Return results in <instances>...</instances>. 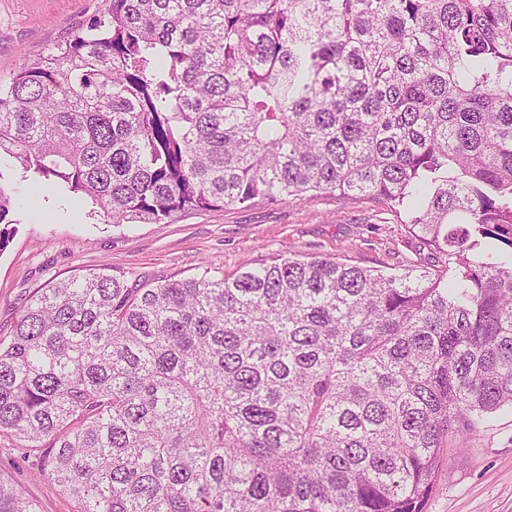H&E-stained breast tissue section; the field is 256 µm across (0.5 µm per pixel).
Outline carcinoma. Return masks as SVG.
Segmentation results:
<instances>
[{"mask_svg":"<svg viewBox=\"0 0 512 512\" xmlns=\"http://www.w3.org/2000/svg\"><path fill=\"white\" fill-rule=\"evenodd\" d=\"M5 157L118 226L372 197L436 256L35 290L0 433L78 512H424L512 409V0H105L0 87ZM0 512L40 510L0 480Z\"/></svg>","mask_w":512,"mask_h":512,"instance_id":"obj_1","label":"carcinoma"}]
</instances>
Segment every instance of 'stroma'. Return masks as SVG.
Listing matches in <instances>:
<instances>
[{
    "label": "stroma",
    "mask_w": 512,
    "mask_h": 512,
    "mask_svg": "<svg viewBox=\"0 0 512 512\" xmlns=\"http://www.w3.org/2000/svg\"><path fill=\"white\" fill-rule=\"evenodd\" d=\"M104 0H0V81L84 28ZM9 193L18 223L0 252V339H9L33 289L96 270L130 286L180 279L212 263L232 273L262 256L326 255L362 267L401 268L433 259L409 232L404 213L371 198L318 195L251 207H213L166 224L115 227L89 199L60 197L45 181L14 173ZM440 469L425 512H512V412L458 439ZM0 478L20 485L41 512H77L75 496L39 473L33 449L0 433Z\"/></svg>",
    "instance_id": "stroma-1"
}]
</instances>
